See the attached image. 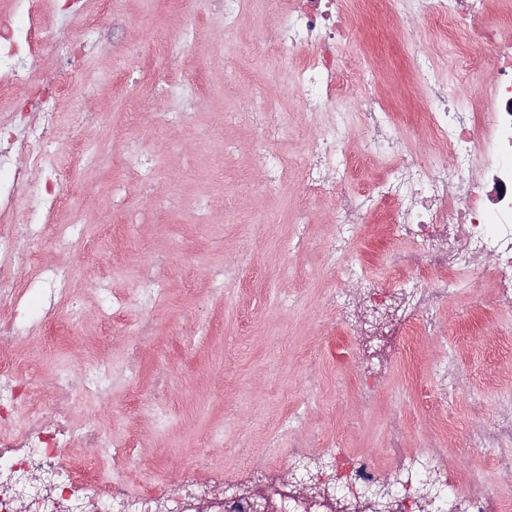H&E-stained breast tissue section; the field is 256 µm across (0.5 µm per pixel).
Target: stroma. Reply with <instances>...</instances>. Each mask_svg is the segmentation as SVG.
Masks as SVG:
<instances>
[{"label": "stroma", "instance_id": "stroma-1", "mask_svg": "<svg viewBox=\"0 0 512 512\" xmlns=\"http://www.w3.org/2000/svg\"><path fill=\"white\" fill-rule=\"evenodd\" d=\"M118 5L136 37L134 52L124 53L108 39L90 48L60 111L57 164L70 191L58 220L65 224L75 213L85 214L89 246L68 254L26 240L19 244L22 255L73 268L71 293L87 315L77 323L64 320L63 330L51 336L33 328L20 345L21 355L51 371L78 358L96 360L103 338L111 337V394L91 401L76 383L65 407L78 420L99 411L115 442L134 441L129 462L134 481L149 473L163 482L174 468L192 464L199 448L211 450L213 464L241 474L254 458L280 457L300 437L312 448H340L386 467L385 430L397 417L405 424L407 447L445 448L451 471L496 484L502 512H512V477L498 468L502 456H512V444L464 442L475 416L489 421L512 412V348L497 336L499 327L512 326V309L497 305L491 284L477 290L460 284L440 309L441 341L409 348L395 339L376 398L363 402L350 362L354 348L323 299L325 290L336 286L348 295L356 292L353 283H337L324 262V244L335 234L334 200L324 193L305 196L296 178L312 122L295 95L269 87L288 117V132L274 149L287 158L292 173L276 191L266 188L252 157L255 127L246 120L224 123L225 109H248L255 84L281 67L272 53L254 50L259 32L274 20L273 9L262 2L228 36L222 18L210 14L208 0L186 6L180 0H118ZM180 27L196 29V38L173 41ZM166 49L177 58V76L202 89L196 121L163 131L144 118L131 128L126 101L150 107L161 87L146 75ZM339 50L347 62L383 59L377 77L381 98L395 113L404 142L429 149L432 134L422 118L428 106L414 87V62L428 55L440 72H449L469 50L465 35L425 16L400 15L387 30L358 29ZM116 66L133 77L122 95L113 93L109 79ZM77 106L98 113L97 123L77 124ZM136 133L154 149L150 193L121 169L105 164L81 169L71 162L74 143L103 144L119 155ZM117 186L118 206L112 203ZM171 194L182 198V206L169 210L164 223H154L151 204ZM195 200L207 206V223H198ZM134 210L141 214L138 224L122 231ZM159 256L166 259L158 269L163 292L145 310L137 300L138 272ZM224 269L231 280L213 291L209 281ZM103 278L125 301L110 322L93 313L94 285ZM145 313L154 334L141 343L132 366L127 341ZM448 356L455 359L457 380L441 408L430 391L438 363ZM160 403L168 415L163 424L155 419Z\"/></svg>", "mask_w": 512, "mask_h": 512}]
</instances>
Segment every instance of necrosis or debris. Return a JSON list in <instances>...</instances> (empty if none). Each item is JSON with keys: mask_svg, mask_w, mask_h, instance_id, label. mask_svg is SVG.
Instances as JSON below:
<instances>
[{"mask_svg": "<svg viewBox=\"0 0 512 512\" xmlns=\"http://www.w3.org/2000/svg\"><path fill=\"white\" fill-rule=\"evenodd\" d=\"M388 0H288L275 24L257 42L271 48L289 68L284 85L296 92L316 133L305 144L303 184L306 192L324 191L336 200V237L326 247L338 277L365 278V262L349 256L346 246L360 234L367 217L395 204L391 226L404 249L385 251L378 259L393 268L398 280L384 286L367 282L362 295L338 298V319L355 344L354 364L362 380L360 394L371 401L381 374L370 362L373 346L386 324H397L406 345L433 336L439 310L461 279L479 282L490 276L499 306L512 307V39L497 29L479 26L487 0H407L410 13L429 15L452 28L472 25V49L481 51L493 77L458 104L448 96L444 76L432 64L418 66L417 83L429 110L424 118L436 141L449 155L431 164L402 145L392 112L382 104L374 83L378 66L358 70L337 52L343 37L373 20L389 27ZM55 0H16L13 17L0 24V98L39 81L50 96L35 105L38 122L15 116L0 123V309L18 312L0 327V512H496L493 486H472L451 474L439 449L414 451L402 446V421H393L387 445L396 463L388 469L371 459L336 451L330 464L308 459L288 478L268 459H254L239 477L214 474L202 480L194 469L173 473L163 486L144 482L132 488L129 452L116 447L94 416L80 422L67 417L46 421L48 408L60 405L72 375H79L84 394L97 399L109 390L112 376L106 360L47 377L39 391L30 388L36 367L16 355L18 342L32 324L48 330L60 325V306L70 295L69 269L38 265L36 304L24 301L16 244L28 239L47 242L62 252L84 245V220L53 223L67 185L56 166L58 119L54 102L68 94L71 76L85 62L68 32H46L42 17ZM50 51L61 64L32 75L27 61ZM364 90L349 95L350 81ZM164 108L153 112L160 127L190 123L196 89L169 81ZM260 129L256 150L265 184L276 189L288 177V162L268 149L286 127L276 110L254 111ZM357 126L363 151L383 161L385 175L368 193L349 190L350 126ZM27 163L13 165L14 153ZM42 174L33 183L31 171ZM95 451L103 475L77 471L75 451Z\"/></svg>", "mask_w": 512, "mask_h": 512, "instance_id": "4bbe7bcc", "label": "necrosis or debris"}]
</instances>
